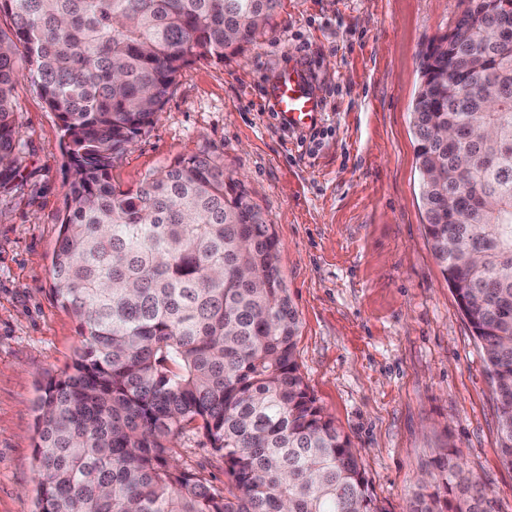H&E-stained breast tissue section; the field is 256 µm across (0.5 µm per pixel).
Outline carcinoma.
<instances>
[{"instance_id": "cac0c4a2", "label": "carcinoma", "mask_w": 512, "mask_h": 512, "mask_svg": "<svg viewBox=\"0 0 512 512\" xmlns=\"http://www.w3.org/2000/svg\"><path fill=\"white\" fill-rule=\"evenodd\" d=\"M278 2L0 0V182L16 170L23 70L75 174L51 274L83 342L35 406L36 512H382L299 372L278 242L241 182L197 155L135 188L110 176L183 70L241 52ZM500 9L483 0L485 19ZM483 20L466 7L423 51L413 125L433 176L427 240L483 351L512 468V37L485 40ZM187 428L223 460L225 493L174 459ZM429 475L410 512H499L448 454Z\"/></svg>"}]
</instances>
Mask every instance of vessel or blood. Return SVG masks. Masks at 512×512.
<instances>
[{"label": "vessel or blood", "instance_id": "obj_1", "mask_svg": "<svg viewBox=\"0 0 512 512\" xmlns=\"http://www.w3.org/2000/svg\"><path fill=\"white\" fill-rule=\"evenodd\" d=\"M268 100L283 124L294 130L311 127L322 112V101L302 67L290 66L273 79Z\"/></svg>", "mask_w": 512, "mask_h": 512}]
</instances>
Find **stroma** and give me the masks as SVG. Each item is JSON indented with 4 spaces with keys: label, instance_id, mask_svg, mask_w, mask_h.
Returning a JSON list of instances; mask_svg holds the SVG:
<instances>
[{
    "label": "stroma",
    "instance_id": "obj_1",
    "mask_svg": "<svg viewBox=\"0 0 512 512\" xmlns=\"http://www.w3.org/2000/svg\"><path fill=\"white\" fill-rule=\"evenodd\" d=\"M464 7L281 0L243 54L189 66L111 170L124 190L205 155L242 182L278 239L300 373L349 436L383 512H409L446 447L512 512L483 352L426 239L411 122L420 54ZM296 62L323 104L312 139L267 108L270 82ZM14 98L18 169L0 184V512H34L40 384L71 365L82 338L51 291L71 182L60 121L26 78ZM174 456L223 490L224 465L202 434L181 435Z\"/></svg>",
    "mask_w": 512,
    "mask_h": 512
}]
</instances>
